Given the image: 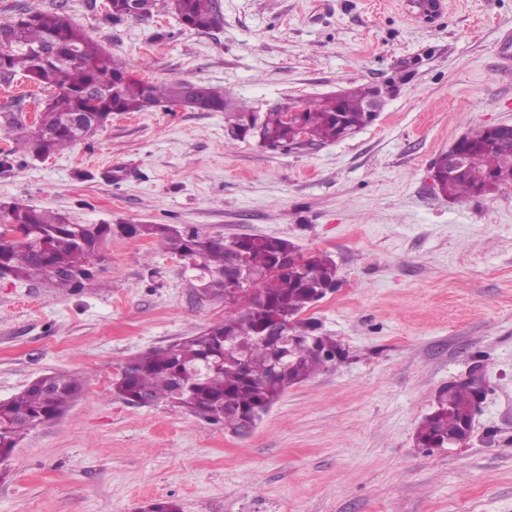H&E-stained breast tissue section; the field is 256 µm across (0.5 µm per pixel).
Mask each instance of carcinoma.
Segmentation results:
<instances>
[{
    "mask_svg": "<svg viewBox=\"0 0 512 512\" xmlns=\"http://www.w3.org/2000/svg\"><path fill=\"white\" fill-rule=\"evenodd\" d=\"M162 8L195 31L221 26L217 0H111V21L141 19ZM0 34L13 36L17 45L0 63V77L21 73L52 89L43 123L52 135H33L36 154L52 155L86 139L114 112H146L162 102L173 105L190 98L225 104L224 91L182 79L154 84L135 77L126 64L112 58L84 30L60 10H22L0 17ZM53 40L73 47L71 60L41 58L32 50ZM368 88L351 89L341 97L325 96L294 105L289 114L278 108L259 114L260 129L268 145L288 147L296 135L310 142L340 139L345 129L366 123ZM85 115L87 126L70 125L71 113ZM454 147L466 157V171L445 184L448 197L457 200L482 194L485 179L512 178V141L496 137L485 127L463 136ZM15 235L0 232V277L47 282L54 288L80 290L96 274L99 252L112 238L110 224H72L67 217L45 209L15 206L5 216ZM131 237H145L192 265L205 275L215 295L224 291L222 275L228 261L227 241L202 237L171 224H126ZM244 263L252 271L249 288L253 302L225 311L224 321L152 349L127 362L112 387L130 404L165 401L215 423L237 436L249 434L247 421L262 407L276 402L288 387L305 381L342 361L345 351L333 336L316 334L317 327L298 316L337 286L334 261L324 254L307 257L292 249L295 260L288 271L275 269L288 241L262 237L240 242ZM312 333L316 348L299 355L265 338L275 325ZM80 390L71 374L41 376L8 400L0 401V463L5 462L23 435L38 425L59 418ZM474 394L466 383L451 384L438 398V407L419 423L415 441L420 448H443L448 438L465 432L473 420Z\"/></svg>",
    "mask_w": 512,
    "mask_h": 512,
    "instance_id": "obj_1",
    "label": "carcinoma"
}]
</instances>
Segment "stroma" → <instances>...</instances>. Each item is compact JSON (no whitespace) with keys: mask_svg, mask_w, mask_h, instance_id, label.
<instances>
[{"mask_svg":"<svg viewBox=\"0 0 512 512\" xmlns=\"http://www.w3.org/2000/svg\"><path fill=\"white\" fill-rule=\"evenodd\" d=\"M221 0L201 33L159 12L109 21L97 0H0V14L63 5L142 79L218 87L265 112L342 89H379L353 137L284 151L228 145L222 112L113 113L42 160L0 120V205L112 225L94 288L0 278V400L67 371L81 392L39 425L0 478V512H512V183L457 201L431 183L469 130L512 124V0ZM47 91L0 80V116ZM124 224L227 240L278 237L337 265L303 319L347 353L289 387L246 437L159 404L116 398L141 353L223 321L183 260ZM477 371L485 394L464 446L425 451L440 389Z\"/></svg>","mask_w":512,"mask_h":512,"instance_id":"stroma-1","label":"stroma"}]
</instances>
